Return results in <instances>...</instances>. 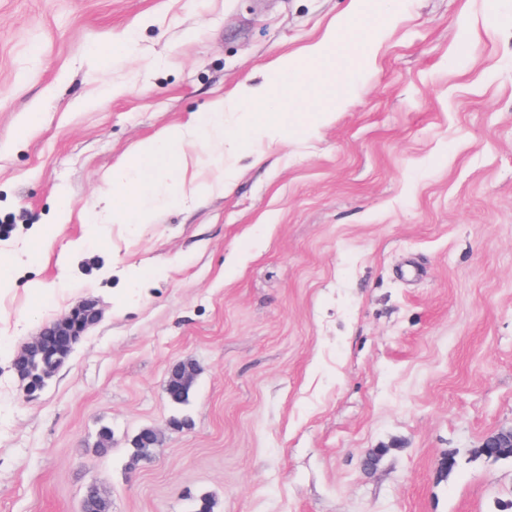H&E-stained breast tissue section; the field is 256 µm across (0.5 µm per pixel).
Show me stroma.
Listing matches in <instances>:
<instances>
[{
	"label": "stroma",
	"mask_w": 512,
	"mask_h": 512,
	"mask_svg": "<svg viewBox=\"0 0 512 512\" xmlns=\"http://www.w3.org/2000/svg\"><path fill=\"white\" fill-rule=\"evenodd\" d=\"M350 3L0 0V512H80L92 484L111 512L512 501V460L475 453L512 426V0H364L367 28L392 21L372 64L312 71L326 122L198 152L188 177L234 179L177 204L162 176L153 223L82 221L141 143L238 100ZM86 300L98 322L27 394L12 359Z\"/></svg>",
	"instance_id": "stroma-1"
}]
</instances>
